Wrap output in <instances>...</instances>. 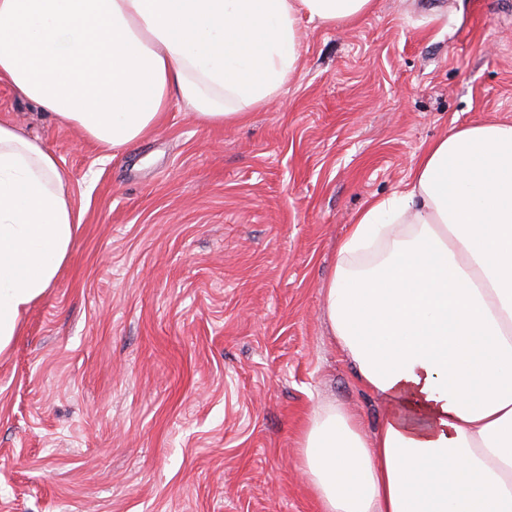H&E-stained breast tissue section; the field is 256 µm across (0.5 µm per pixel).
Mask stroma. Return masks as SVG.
<instances>
[{
	"instance_id": "35a3bbf8",
	"label": "stroma",
	"mask_w": 512,
	"mask_h": 512,
	"mask_svg": "<svg viewBox=\"0 0 512 512\" xmlns=\"http://www.w3.org/2000/svg\"><path fill=\"white\" fill-rule=\"evenodd\" d=\"M375 4L301 19L297 70L244 121L174 102L111 158L0 82L82 214L0 354V512H319L304 416L385 415L329 335L336 246L452 127L512 121V0Z\"/></svg>"
}]
</instances>
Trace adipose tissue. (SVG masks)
<instances>
[{"mask_svg":"<svg viewBox=\"0 0 512 512\" xmlns=\"http://www.w3.org/2000/svg\"><path fill=\"white\" fill-rule=\"evenodd\" d=\"M375 0H0V81L107 150L171 101L239 122L299 64V20L349 25ZM82 216L57 157L0 122V352L68 258ZM331 336L387 412L306 420L321 512H512V122L452 128L368 202L322 288Z\"/></svg>","mask_w":512,"mask_h":512,"instance_id":"adipose-tissue-1","label":"adipose tissue"}]
</instances>
